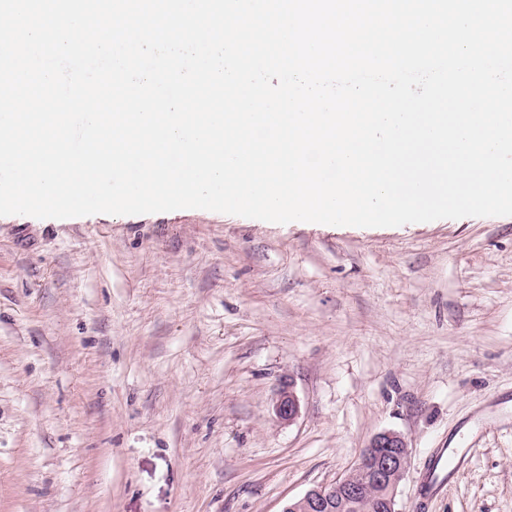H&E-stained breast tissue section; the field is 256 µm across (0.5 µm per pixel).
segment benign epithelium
<instances>
[{
  "instance_id": "obj_1",
  "label": "benign epithelium",
  "mask_w": 512,
  "mask_h": 512,
  "mask_svg": "<svg viewBox=\"0 0 512 512\" xmlns=\"http://www.w3.org/2000/svg\"><path fill=\"white\" fill-rule=\"evenodd\" d=\"M273 410L282 423L290 424L299 417L301 406L292 386L280 389ZM409 465L410 448L405 437L392 431L379 433L361 451L354 471L288 501L282 512H333L339 502L353 506L369 500L374 492L379 512H398V488Z\"/></svg>"
}]
</instances>
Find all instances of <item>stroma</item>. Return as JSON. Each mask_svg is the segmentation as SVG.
Returning <instances> with one entry per match:
<instances>
[{"label": "stroma", "mask_w": 512, "mask_h": 512, "mask_svg": "<svg viewBox=\"0 0 512 512\" xmlns=\"http://www.w3.org/2000/svg\"><path fill=\"white\" fill-rule=\"evenodd\" d=\"M384 431L399 512L472 433L424 512H512V216H0V512H282ZM273 410L276 418L282 423L290 424L299 417L300 402L290 383L280 389ZM470 448H437L425 460V473L421 480L419 509L424 503L442 494L448 484L464 475Z\"/></svg>", "instance_id": "stroma-1"}]
</instances>
